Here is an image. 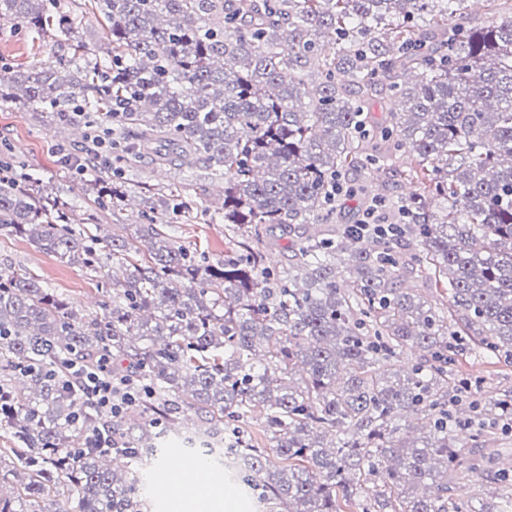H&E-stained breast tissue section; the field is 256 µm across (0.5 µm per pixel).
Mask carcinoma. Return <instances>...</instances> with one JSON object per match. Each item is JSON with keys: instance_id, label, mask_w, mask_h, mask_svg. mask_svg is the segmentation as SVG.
Instances as JSON below:
<instances>
[{"instance_id": "obj_1", "label": "carcinoma", "mask_w": 512, "mask_h": 512, "mask_svg": "<svg viewBox=\"0 0 512 512\" xmlns=\"http://www.w3.org/2000/svg\"><path fill=\"white\" fill-rule=\"evenodd\" d=\"M462 2L91 0L107 58L76 43L40 69L0 65V107L82 129L99 209L125 210L126 175L150 147L224 183L209 219L230 244L212 263L169 237L162 225L191 208L176 189L118 237L0 163V234L79 264L102 293L89 316L0 268V427L15 440L0 448V512H141L186 409L199 416L181 434L188 460L242 459L257 478L243 490L260 489L267 512H488L455 497L454 477L488 425L512 432V392L472 400L448 364L470 342L512 364V14L421 37ZM72 24L62 0H0V30ZM398 153L422 191L364 202L398 235L331 224L332 187L363 194L348 178L358 159L385 172ZM274 229L281 266L264 261ZM405 275L449 298L431 303ZM406 348L416 362L380 371ZM103 356L149 392L117 418L81 411L65 365ZM255 410L268 449L226 435ZM95 427L117 449L85 447ZM472 470L512 505V468Z\"/></svg>"}]
</instances>
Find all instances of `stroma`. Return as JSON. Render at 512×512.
<instances>
[{"mask_svg": "<svg viewBox=\"0 0 512 512\" xmlns=\"http://www.w3.org/2000/svg\"><path fill=\"white\" fill-rule=\"evenodd\" d=\"M70 35L56 32L41 34L18 27L0 32V60L22 69L40 67L55 56L68 52L71 42H84L89 52L104 56L109 41L100 15L80 5L73 10ZM78 137L77 130L50 122L38 123L31 108L10 105L0 109V159L25 164L30 173L52 184L61 198L75 206L78 213L96 215L99 223H112L109 212L98 210L83 179L72 172L66 150ZM200 173L170 165L157 164L152 156H143L129 173V188L134 200L121 214L124 224H135L140 213L157 191H192ZM167 233L179 245L205 252L211 261L224 257V227L198 218L191 223L170 224ZM0 265L14 267L40 278L46 287L65 298L86 314H97L99 292L90 276L77 265L61 262L54 255L36 248L24 237L0 235ZM458 376L482 380V391L498 397L512 391V365L503 359L479 354H463L455 367Z\"/></svg>", "mask_w": 512, "mask_h": 512, "instance_id": "35a3bbf8", "label": "stroma"}]
</instances>
